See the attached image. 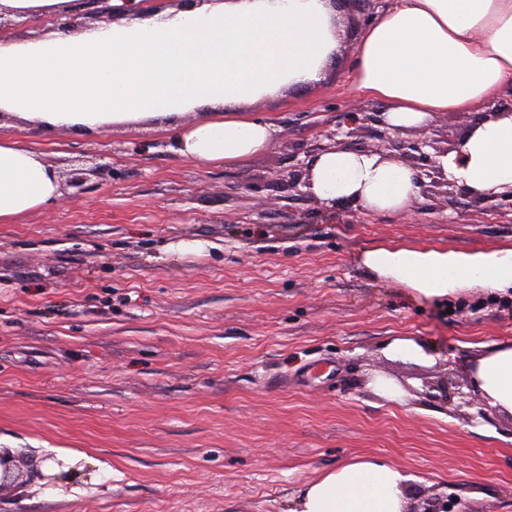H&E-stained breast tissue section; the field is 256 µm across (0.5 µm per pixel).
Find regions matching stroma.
<instances>
[{"instance_id":"1","label":"stroma","mask_w":512,"mask_h":512,"mask_svg":"<svg viewBox=\"0 0 512 512\" xmlns=\"http://www.w3.org/2000/svg\"><path fill=\"white\" fill-rule=\"evenodd\" d=\"M352 108L372 148L382 106L344 54L321 82L259 104L273 143L231 167L179 156L159 122L47 138L0 119V136L38 145L58 172L93 169L83 190L0 223V448L95 461L66 488L25 473L0 512H293L309 480L359 456L411 474L406 494L512 512V416L470 372L512 343V299H423L360 260L511 248L512 212L434 174L392 214L291 184ZM472 119L439 113L405 137L451 150ZM398 337L427 359L391 354Z\"/></svg>"}]
</instances>
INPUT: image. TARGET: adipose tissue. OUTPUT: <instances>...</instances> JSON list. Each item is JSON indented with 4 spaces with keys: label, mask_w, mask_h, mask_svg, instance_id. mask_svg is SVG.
<instances>
[{
    "label": "adipose tissue",
    "mask_w": 512,
    "mask_h": 512,
    "mask_svg": "<svg viewBox=\"0 0 512 512\" xmlns=\"http://www.w3.org/2000/svg\"><path fill=\"white\" fill-rule=\"evenodd\" d=\"M346 31L332 0H206L37 40L0 38V112L41 133L182 120L175 150L205 164H236L268 148L271 122L252 110L277 93L320 81ZM356 87L382 104L391 130L420 129L437 113L471 112L512 88V0H397L368 25L350 55ZM461 158L436 163L482 198L512 185V117L484 122ZM307 190L331 205L406 210L419 192L404 163L329 146L309 162ZM61 195L41 151L0 139V223ZM361 263L418 296L462 289L512 292V248L475 254L377 247ZM488 406L512 414V344L472 367ZM398 465L358 457L305 485L294 512H404Z\"/></svg>",
    "instance_id": "ef3b65f1"
}]
</instances>
